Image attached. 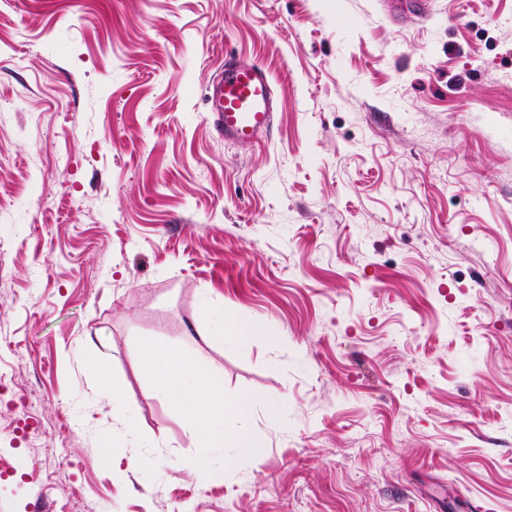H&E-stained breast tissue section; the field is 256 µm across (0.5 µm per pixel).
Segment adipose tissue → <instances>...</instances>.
Masks as SVG:
<instances>
[{
  "label": "adipose tissue",
  "mask_w": 512,
  "mask_h": 512,
  "mask_svg": "<svg viewBox=\"0 0 512 512\" xmlns=\"http://www.w3.org/2000/svg\"><path fill=\"white\" fill-rule=\"evenodd\" d=\"M253 336L277 339L267 324L242 325L223 315L214 318L209 339L220 344L228 338L241 344ZM141 361L155 382V395L182 420L204 455L228 448L239 456H259L264 442L249 430V398L225 399L223 380L172 346L147 343Z\"/></svg>",
  "instance_id": "1"
}]
</instances>
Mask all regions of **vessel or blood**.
<instances>
[{"mask_svg":"<svg viewBox=\"0 0 512 512\" xmlns=\"http://www.w3.org/2000/svg\"><path fill=\"white\" fill-rule=\"evenodd\" d=\"M211 121L221 136L251 142L268 133L276 102L265 68L252 62L225 63L210 96Z\"/></svg>","mask_w":512,"mask_h":512,"instance_id":"vessel-or-blood-1","label":"vessel or blood"}]
</instances>
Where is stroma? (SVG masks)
I'll list each match as a JSON object with an SVG mask.
<instances>
[{"instance_id": "stroma-1", "label": "stroma", "mask_w": 512, "mask_h": 512, "mask_svg": "<svg viewBox=\"0 0 512 512\" xmlns=\"http://www.w3.org/2000/svg\"><path fill=\"white\" fill-rule=\"evenodd\" d=\"M229 58L262 139L209 120ZM148 342L261 457L200 454ZM38 499L512 512V0H0V512ZM210 118L224 139L251 142L274 124L276 102L265 68L252 62H224L210 96ZM210 333L208 339L221 345L224 344V337L241 344L248 341L251 336H265L269 342L274 343L278 336L276 331L265 323L242 325L224 315L214 318ZM143 367L154 379V394L178 416L206 456L224 448L258 457L264 441L249 430L251 400L224 399V382L180 350L155 342L143 346Z\"/></svg>"}]
</instances>
